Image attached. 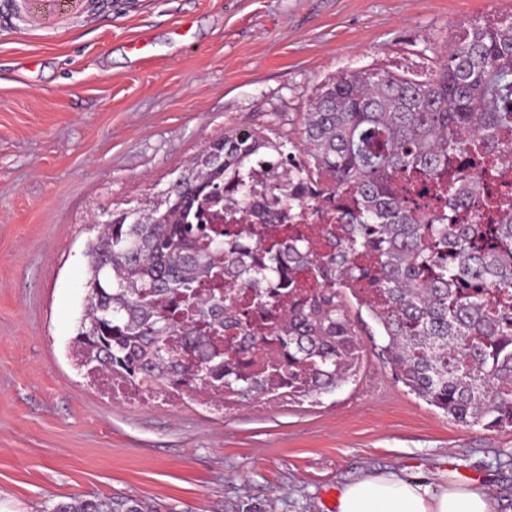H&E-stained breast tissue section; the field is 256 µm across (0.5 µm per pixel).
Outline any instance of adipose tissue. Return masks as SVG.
<instances>
[{
  "label": "adipose tissue",
  "instance_id": "1",
  "mask_svg": "<svg viewBox=\"0 0 512 512\" xmlns=\"http://www.w3.org/2000/svg\"><path fill=\"white\" fill-rule=\"evenodd\" d=\"M337 512H490L486 494L457 483L434 486L390 471L345 485Z\"/></svg>",
  "mask_w": 512,
  "mask_h": 512
}]
</instances>
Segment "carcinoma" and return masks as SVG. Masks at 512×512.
Returning <instances> with one entry per match:
<instances>
[{
    "instance_id": "obj_1",
    "label": "carcinoma",
    "mask_w": 512,
    "mask_h": 512,
    "mask_svg": "<svg viewBox=\"0 0 512 512\" xmlns=\"http://www.w3.org/2000/svg\"><path fill=\"white\" fill-rule=\"evenodd\" d=\"M260 162L266 222L211 223L227 201L254 206ZM510 170L512 21L473 25L421 80L342 74L309 104L301 145L226 131L167 188L94 219L76 361L127 385L240 402L275 380L318 396L363 357L351 296L410 391L465 425L512 428ZM430 185L441 206L423 214L409 198ZM271 281L286 291L264 295ZM270 336L277 358L245 372ZM54 512L145 506L86 496Z\"/></svg>"
}]
</instances>
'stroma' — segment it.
Wrapping results in <instances>:
<instances>
[{
	"label": "stroma",
	"mask_w": 512,
	"mask_h": 512,
	"mask_svg": "<svg viewBox=\"0 0 512 512\" xmlns=\"http://www.w3.org/2000/svg\"><path fill=\"white\" fill-rule=\"evenodd\" d=\"M512 0H0V512L96 495L154 512H336L389 471L454 475L512 512V432L466 426L410 394L372 341L319 397L220 415L131 408L71 352L92 219L164 189L224 131L300 141L325 81L419 77Z\"/></svg>",
	"instance_id": "35a3bbf8"
}]
</instances>
